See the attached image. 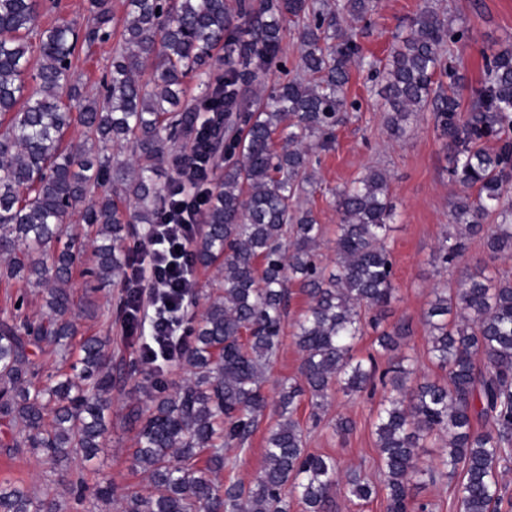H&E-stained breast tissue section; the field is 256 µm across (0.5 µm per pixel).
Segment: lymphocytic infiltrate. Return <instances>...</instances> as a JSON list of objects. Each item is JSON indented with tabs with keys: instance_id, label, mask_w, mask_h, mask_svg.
<instances>
[{
	"instance_id": "1",
	"label": "lymphocytic infiltrate",
	"mask_w": 512,
	"mask_h": 512,
	"mask_svg": "<svg viewBox=\"0 0 512 512\" xmlns=\"http://www.w3.org/2000/svg\"><path fill=\"white\" fill-rule=\"evenodd\" d=\"M201 216V203L186 201L183 193H175L160 224L153 226L142 258L130 266L126 278L128 290L138 291L144 281L151 288L149 303L135 298L130 307L134 316L142 307L151 309L154 338L148 346L149 362L172 361L179 347L185 344L181 316L186 297L196 288L190 247Z\"/></svg>"
}]
</instances>
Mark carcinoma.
I'll return each mask as SVG.
<instances>
[{"label":"carcinoma","mask_w":512,"mask_h":512,"mask_svg":"<svg viewBox=\"0 0 512 512\" xmlns=\"http://www.w3.org/2000/svg\"><path fill=\"white\" fill-rule=\"evenodd\" d=\"M120 49L104 82L102 100H90L72 82L76 51L111 36L110 0H89L92 21L39 25L40 0H0V281L22 280L39 290L47 321H0V422L12 436L3 448H23L59 467L66 481L74 455L92 461L110 432L115 377L109 339L84 336L70 371L41 384L30 360L33 348L68 359L78 335L65 288L76 271L85 235L70 229L80 212L90 228L93 265L82 271L103 290L124 274L118 247L126 225L158 223L166 191L157 185L155 161L165 143L186 140L193 152L224 143V172L206 191L203 225L191 249L193 266H215L220 280L191 328L192 341L174 361L190 373L156 394L139 423L132 456L149 491L122 498L121 512H336V493L364 505L381 497L386 512H432L413 491L443 477L455 483L457 512H500L501 464L512 458V276L466 269L456 288H434L426 312L428 354L443 376L417 375L415 360L398 351L403 324L376 336L392 357L382 367L362 359L356 345L365 325L385 322L395 294L387 240L393 203L385 172L368 169L336 192V268L319 259L322 227L299 200L317 184L310 173L312 145L333 139L347 112L349 65L359 48L342 22L363 20L374 0H126ZM298 26L300 67L291 75L282 53L288 21ZM425 11L414 21L383 68L391 136H403L421 111L433 112L446 139L448 176L459 186L450 222L459 231L438 244L437 266L465 261L466 240H483L489 260L512 254V47L492 55L468 112H459V74L451 47L467 37ZM42 60L27 84L30 59ZM224 57H219V52ZM153 72L140 79L146 62ZM276 68L282 81L250 104L242 86ZM196 80L200 93L182 100ZM84 143L63 146L73 123ZM283 145L275 146V136ZM495 146H488L489 142ZM132 147L134 169L116 162L109 147ZM134 198L133 213L119 201ZM493 218L494 223L486 220ZM297 282L309 298L294 321L301 354L299 376L278 384L270 399L265 370L282 345ZM389 387L374 424L380 479L357 467L342 469L306 448L295 418L303 400L309 419L321 422L333 394L356 396ZM264 464L251 482L216 477L229 464L226 451L245 450L266 417ZM444 441L440 466L425 465L419 450ZM92 496L112 502L115 490L97 483ZM0 512H58L55 499L22 484L0 485Z\"/></svg>","instance_id":"obj_1"}]
</instances>
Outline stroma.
<instances>
[{"label":"stroma","instance_id":"obj_1","mask_svg":"<svg viewBox=\"0 0 512 512\" xmlns=\"http://www.w3.org/2000/svg\"><path fill=\"white\" fill-rule=\"evenodd\" d=\"M113 19L110 39L94 46L90 54H77L73 60V78L88 98L100 95V80L112 60L118 34L123 28L125 0H111ZM433 11L452 26H463L468 37L454 48L464 82L458 91L461 110H468L484 79L486 61L500 47L512 46V0H377V8L366 20L343 22L352 31L359 56L349 68L348 99L358 107L349 111L345 122L337 127L335 141L318 149L316 192L302 199L303 208L312 210L323 236L319 252L327 268L335 266L336 226L341 215L334 203V191L350 184L367 168L377 167L388 174L392 201L396 208L395 229L389 242L395 260L396 297L392 301L387 324L406 323L410 336L404 348L417 361L420 373L433 378L441 372L427 354L428 332L424 314L432 300L435 286L457 284L464 270L451 267L437 270L434 254L439 241L453 232L450 210L459 189L448 180V155L434 126L431 112H422L400 138H391L386 129L387 112L380 95L381 81L375 73L389 59L399 40L409 33L413 21L424 11ZM89 282L74 274L68 288L76 307L73 318L81 334L111 336L112 365L120 370L112 390V428L105 447L93 461L73 458L68 465L72 482L93 486L107 480L117 495L146 492L147 480L140 467L134 465L132 451L135 427L128 420L131 408H149L154 393L152 380L162 375L169 388L185 385L188 371L177 364L164 370L143 362L141 330L129 319L125 305V281L96 294H88ZM93 299L96 314H88L83 306ZM308 307L307 297L299 286H292L288 317L284 327L283 346L266 374L265 390L274 392L278 383L299 374L301 355L293 339L291 322ZM386 390L377 387L372 395L348 398L337 396L329 406V417H348L354 423L346 437L334 435L327 423L310 427L309 451L336 457L342 467H359L374 476L377 450L374 445L373 420ZM22 483L36 497L52 495L61 505L60 512H119L116 505L97 502L92 496L77 497L68 485L58 481L53 465L26 452L11 454L0 447V484Z\"/></svg>","mask_w":512,"mask_h":512}]
</instances>
